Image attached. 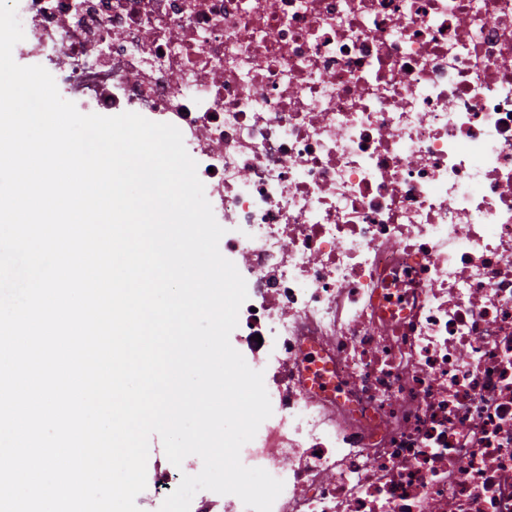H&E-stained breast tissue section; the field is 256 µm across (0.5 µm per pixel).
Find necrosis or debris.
<instances>
[{"instance_id":"4bbe7bcc","label":"necrosis or debris","mask_w":512,"mask_h":512,"mask_svg":"<svg viewBox=\"0 0 512 512\" xmlns=\"http://www.w3.org/2000/svg\"><path fill=\"white\" fill-rule=\"evenodd\" d=\"M14 50L183 135L247 285L272 512H512V0H18Z\"/></svg>"}]
</instances>
